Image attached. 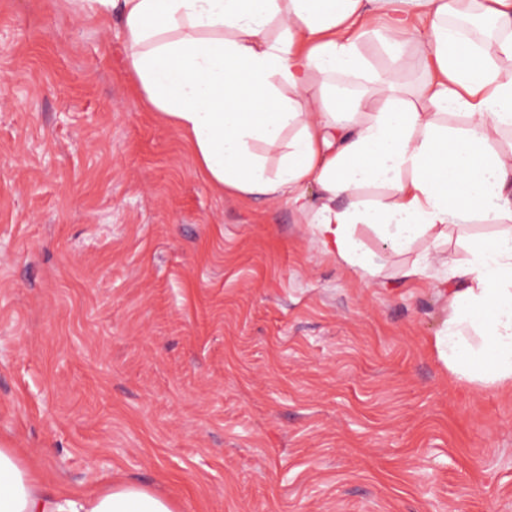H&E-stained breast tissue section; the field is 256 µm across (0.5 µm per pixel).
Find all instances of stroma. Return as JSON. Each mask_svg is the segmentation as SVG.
Listing matches in <instances>:
<instances>
[{
  "mask_svg": "<svg viewBox=\"0 0 512 512\" xmlns=\"http://www.w3.org/2000/svg\"><path fill=\"white\" fill-rule=\"evenodd\" d=\"M119 19L0 0V445L177 512H512V394L456 382L435 289L363 284L287 199L197 171Z\"/></svg>",
  "mask_w": 512,
  "mask_h": 512,
  "instance_id": "1",
  "label": "stroma"
}]
</instances>
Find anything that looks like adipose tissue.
I'll return each mask as SVG.
<instances>
[{
  "instance_id": "ef3b65f1",
  "label": "adipose tissue",
  "mask_w": 512,
  "mask_h": 512,
  "mask_svg": "<svg viewBox=\"0 0 512 512\" xmlns=\"http://www.w3.org/2000/svg\"><path fill=\"white\" fill-rule=\"evenodd\" d=\"M69 2L119 14L130 80L218 190L287 198L313 247L368 283L381 269L359 228L398 254L430 242L401 276L428 280L445 304L439 361L457 380L512 393V0ZM367 36L391 67L370 62ZM476 221L495 233L449 258L451 231ZM0 512L176 508L125 480L61 493L39 463L0 446Z\"/></svg>"
}]
</instances>
